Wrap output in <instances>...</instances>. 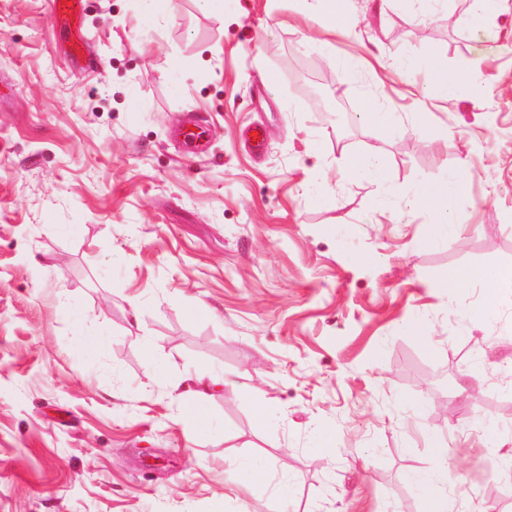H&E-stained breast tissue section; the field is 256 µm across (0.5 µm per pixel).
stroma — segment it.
I'll list each match as a JSON object with an SVG mask.
<instances>
[{"mask_svg":"<svg viewBox=\"0 0 512 512\" xmlns=\"http://www.w3.org/2000/svg\"><path fill=\"white\" fill-rule=\"evenodd\" d=\"M468 8L351 0L346 36L298 0H86L90 73L48 0H0V512H266L268 487L233 486L232 457L255 453L290 480L287 512H424L410 476L433 442L448 512H512L495 474L512 302L484 320L480 289L437 286L512 266V0L479 30ZM435 58L476 70L479 94L433 96ZM401 59L413 71L389 76ZM335 98L406 127L426 104L427 131L337 118ZM194 118L208 135L189 155ZM378 146L387 195L341 168ZM464 160L448 203L464 233L431 243L434 213L408 202ZM188 375L232 382L209 399L216 436L179 417ZM248 385L279 413L261 434Z\"/></svg>","mask_w":512,"mask_h":512,"instance_id":"obj_1","label":"stroma"}]
</instances>
